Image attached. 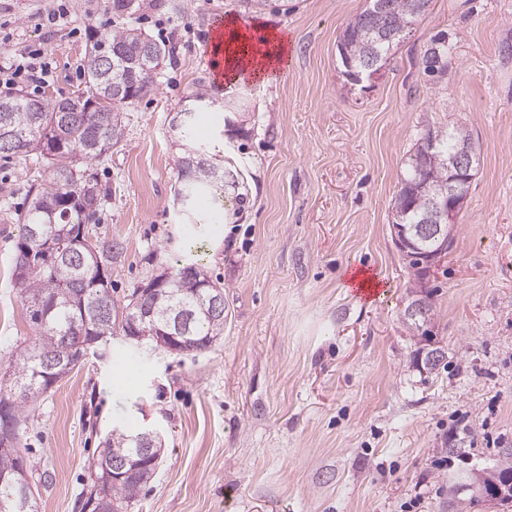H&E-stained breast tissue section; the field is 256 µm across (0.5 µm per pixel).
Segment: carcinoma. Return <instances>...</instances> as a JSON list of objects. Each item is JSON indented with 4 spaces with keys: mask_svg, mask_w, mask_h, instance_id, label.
<instances>
[{
    "mask_svg": "<svg viewBox=\"0 0 512 512\" xmlns=\"http://www.w3.org/2000/svg\"><path fill=\"white\" fill-rule=\"evenodd\" d=\"M431 0H368L366 8L342 33L347 59L352 69H363L375 59L379 66L389 59L391 50L400 43L401 32L426 13ZM150 44L155 51V62L141 56L142 46ZM119 50L123 58L110 65L105 58ZM166 48L145 36L142 31L126 25L96 41L83 60L86 94L68 98L33 99L22 94L0 97V155L7 156L35 152L47 160L50 177L46 183L30 187L29 205L20 216L21 234L16 244L14 279L34 332L35 344L20 349L9 369L12 385L18 392L9 418L19 432L27 428L28 408L50 391L57 383L54 373L44 370L40 356L54 355L63 366L74 368L84 360L78 348L77 330L89 321L95 336H114L117 324V304L112 300V282L94 284L95 266L112 265V241L97 240L94 250L83 251L84 258L69 254L81 227L95 220L103 194L97 175L90 171L88 162L109 152L124 135V108L127 99L137 100L154 90L155 70L165 58ZM425 70L439 77L448 72V50L436 40V45L424 51ZM105 108L103 112L89 111L92 103ZM215 107L208 90L200 85L189 96L181 109L182 116L175 125L180 138L187 141L185 153L178 160L176 199L185 209L198 207L204 198L210 201L212 212L223 209L224 165L217 162L207 150L195 143L193 128L196 113ZM472 138L464 128L435 130L433 142L418 139L407 161L406 176L392 199L393 223L420 224L425 220L428 200L415 189V157L430 152L432 160L427 174L434 189L446 187L447 171L442 161L448 158L461 138ZM209 224L208 214L201 213L194 234L188 239L181 262L170 267L167 284L161 289L156 321L163 325V313L171 306L183 304L197 310L191 324V337L181 352H201L224 335V317L202 311L207 305V289L201 282L207 278L201 268L205 246L204 235ZM59 247L57 260L20 271L27 252L38 251L47 242ZM442 249L439 238L419 244V250L403 256L413 276L426 274L424 258ZM85 288L83 300L72 295L71 288ZM141 431L113 433L97 463L101 484L97 499L128 509L155 471L153 460L159 448L138 447ZM120 457L142 465L135 476L119 478L112 474V459ZM30 471L33 466L28 456L18 457L0 451V474L12 473L19 464ZM482 471L493 477L488 482L486 495L476 497L466 489L467 471L460 470L448 480V503L453 512L479 503L496 501L503 512H512V493L499 494L498 485L512 479V449L506 448L498 458ZM26 485L5 481L0 484V512H33L36 502Z\"/></svg>",
    "mask_w": 512,
    "mask_h": 512,
    "instance_id": "1",
    "label": "carcinoma"
}]
</instances>
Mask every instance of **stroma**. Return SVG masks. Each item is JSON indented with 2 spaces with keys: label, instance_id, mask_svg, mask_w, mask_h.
<instances>
[{
  "label": "stroma",
  "instance_id": "stroma-1",
  "mask_svg": "<svg viewBox=\"0 0 512 512\" xmlns=\"http://www.w3.org/2000/svg\"><path fill=\"white\" fill-rule=\"evenodd\" d=\"M0 0V59L39 48L47 84L84 89L93 40L132 23L166 45L153 91L128 106L122 141L90 161L105 190L92 237L112 240V295L181 255L190 226L174 196L182 151L171 120L197 85L207 149L234 176L208 234L203 269L224 289V334L205 351L133 349L112 339L30 411L22 442L48 483L38 512H82L91 470L115 430L158 429L154 475L129 512H448L441 450L458 424L470 462L512 448V0H432L380 76L355 85L338 42L367 0ZM288 35V69L265 83L214 87L203 44L215 15ZM448 73L425 75L437 38ZM462 126L480 164L453 246L430 271L432 334L448 357L419 371L403 319L413 275L395 249L392 199L417 139ZM36 155L0 156V377L35 333L12 277L18 217ZM366 271L379 299L347 286Z\"/></svg>",
  "mask_w": 512,
  "mask_h": 512
}]
</instances>
